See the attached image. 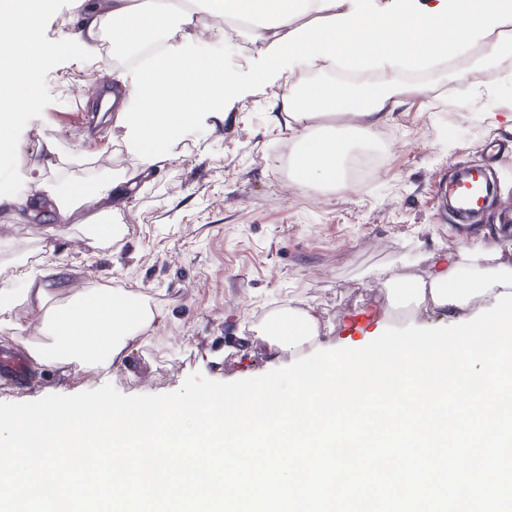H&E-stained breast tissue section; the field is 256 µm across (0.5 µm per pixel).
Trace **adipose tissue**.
<instances>
[{"label": "adipose tissue", "instance_id": "adipose-tissue-1", "mask_svg": "<svg viewBox=\"0 0 512 512\" xmlns=\"http://www.w3.org/2000/svg\"><path fill=\"white\" fill-rule=\"evenodd\" d=\"M45 5L46 0H0V152L15 146L10 134L15 111L39 92L32 77L41 65V49L32 21ZM198 6L225 19L258 16L252 28L253 41L262 47L256 85L281 80L288 65L303 62L341 61L356 69L387 71V79L366 86L284 87L281 101L296 125L292 167L305 185L344 184L350 133H371L406 97L423 95L422 87L399 85L392 72L491 41L512 28V0H198ZM310 12L318 15V23H302ZM195 24L194 13L160 10L156 0H142L137 7L130 0H98L78 34L92 53L99 32L111 27L112 52L118 55L170 27L181 32L180 40L167 44L150 66L114 76L116 88L124 92L117 112L137 161L136 174L148 173L203 115H223L225 100L244 91L234 73L193 52ZM335 116L340 125H330ZM115 187L112 181L73 183L52 188L49 195L60 215L89 208L97 224L96 209ZM66 273L60 261L42 278L24 272L21 292L0 289V314L23 305L48 325L50 344L26 347L36 370L51 367L64 375L74 364L111 369L156 313L121 289L71 294ZM264 333L275 343L292 345L314 339L317 326L307 313L288 308L270 316Z\"/></svg>", "mask_w": 512, "mask_h": 512}]
</instances>
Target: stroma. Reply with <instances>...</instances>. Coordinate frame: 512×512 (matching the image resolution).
Wrapping results in <instances>:
<instances>
[{"label": "stroma", "mask_w": 512, "mask_h": 512, "mask_svg": "<svg viewBox=\"0 0 512 512\" xmlns=\"http://www.w3.org/2000/svg\"><path fill=\"white\" fill-rule=\"evenodd\" d=\"M84 0H50L37 21L42 64L38 97L12 122L17 146L0 154V289H21L17 273L64 261L72 291L118 288L139 295L158 317L124 364L101 371L73 365L23 390L0 389V402H27L112 384L125 395L172 392L195 372L219 381L262 375L314 349L360 348L388 327H437L474 318L471 310L415 311L394 305L386 278L425 279L499 235L462 233L441 214L435 191L457 165L481 162L486 140L512 145V37L466 47L447 60L402 74L427 92L407 99L380 126L387 162L373 179L348 187L299 184L281 168L295 148L287 119L273 121L283 86L255 89L224 106V118L189 128L171 154L104 217H59L43 185L119 178L135 160L115 112L95 118L100 101L76 109L79 90L128 69L108 50L77 41ZM202 13L193 31L202 59L253 80L259 46L249 30L218 32ZM55 143L56 154L45 151ZM293 306L319 321L315 344L271 346L266 318ZM378 318L356 334L351 310Z\"/></svg>", "instance_id": "1"}]
</instances>
